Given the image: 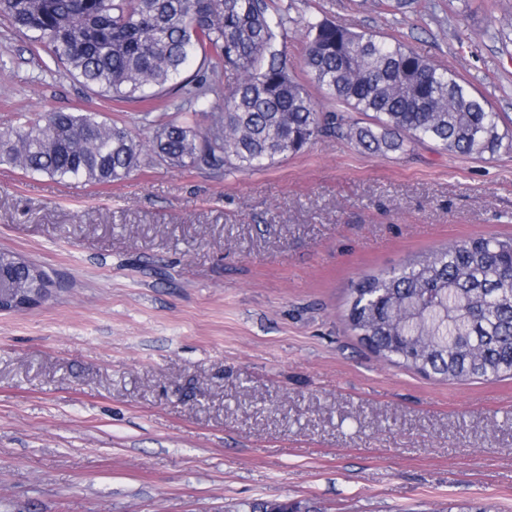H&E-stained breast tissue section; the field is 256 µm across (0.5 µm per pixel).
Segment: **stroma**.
<instances>
[{
    "instance_id": "stroma-1",
    "label": "stroma",
    "mask_w": 512,
    "mask_h": 512,
    "mask_svg": "<svg viewBox=\"0 0 512 512\" xmlns=\"http://www.w3.org/2000/svg\"><path fill=\"white\" fill-rule=\"evenodd\" d=\"M398 39L512 117V0H293ZM129 122L0 23V128L17 113ZM512 235V150L371 155L335 138L248 174L151 160L107 185L0 166V248L56 296L0 315V512H512V379L387 363L343 315L354 282Z\"/></svg>"
}]
</instances>
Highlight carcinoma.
I'll list each match as a JSON object with an SVG mask.
<instances>
[{
	"label": "carcinoma",
	"mask_w": 512,
	"mask_h": 512,
	"mask_svg": "<svg viewBox=\"0 0 512 512\" xmlns=\"http://www.w3.org/2000/svg\"><path fill=\"white\" fill-rule=\"evenodd\" d=\"M278 0H0V19L98 96L168 107L218 94L217 112L159 125L151 158L170 167L240 173L296 155L319 137L370 154L431 143L482 159L512 148V128L453 70L405 43L328 19L303 22V70L343 110H326L287 64L279 40L294 22ZM369 117L362 125L351 113ZM208 119L203 128L196 115ZM143 144L96 112L17 114L0 128V165L68 183L122 181ZM0 256L7 287H33ZM348 328L376 355L448 381L512 377V236L479 235L408 259L350 289Z\"/></svg>",
	"instance_id": "cac0c4a2"
}]
</instances>
